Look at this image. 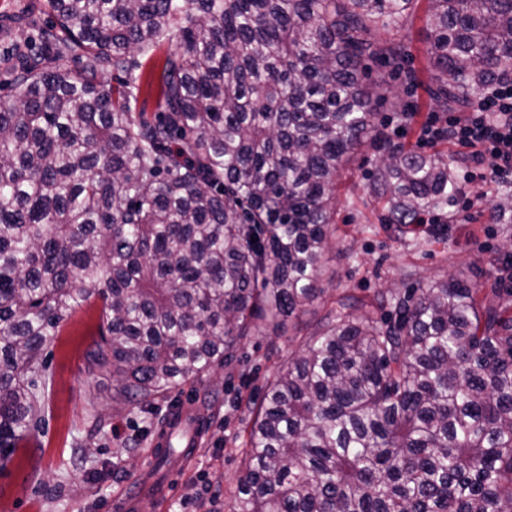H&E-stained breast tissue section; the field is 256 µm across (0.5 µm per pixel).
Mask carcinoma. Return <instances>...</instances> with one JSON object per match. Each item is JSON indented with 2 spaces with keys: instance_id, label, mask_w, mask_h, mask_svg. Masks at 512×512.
Returning <instances> with one entry per match:
<instances>
[{
  "instance_id": "cac0c4a2",
  "label": "carcinoma",
  "mask_w": 512,
  "mask_h": 512,
  "mask_svg": "<svg viewBox=\"0 0 512 512\" xmlns=\"http://www.w3.org/2000/svg\"><path fill=\"white\" fill-rule=\"evenodd\" d=\"M414 2L47 0L0 84L1 461L35 428L45 337L82 304L105 325L88 367L148 405L321 299L336 178L370 133L389 223L454 203L452 160L376 132L364 81L401 58L381 34ZM428 2L440 106L512 80V0ZM164 41L150 120L135 56ZM493 212L512 218L511 192ZM245 470L234 512H512V288L332 301L268 383Z\"/></svg>"
}]
</instances>
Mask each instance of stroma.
<instances>
[{"mask_svg": "<svg viewBox=\"0 0 512 512\" xmlns=\"http://www.w3.org/2000/svg\"><path fill=\"white\" fill-rule=\"evenodd\" d=\"M427 0H416L397 34L405 45L398 66L369 64V81L384 85L378 121L397 119L396 100L413 105L399 143L413 148L422 122L435 112L432 92L438 82L425 44ZM27 12L38 25L48 19L46 0H0V51L16 38H36V28L17 29L12 18ZM173 48L162 43L143 63V81L130 102L133 112L153 117L160 110L159 78ZM379 153L363 144L336 181V233L325 256L327 299H373L383 288L407 290L457 275L481 287L512 283V223L490 219L497 185L462 184L460 200L441 212L440 226L389 224L384 201L373 189ZM477 199L472 221H465L463 199ZM315 301L283 333L244 338L233 357L211 378L185 386L155 401L151 409L116 400L111 377L89 373L85 360L100 334L102 304L91 300L75 309L47 336L44 352L52 383L41 405L38 429L18 442L0 469V512H105V504L134 483L155 474L153 442L177 404L188 405L208 428L194 448L192 462L179 467L172 493L142 498L139 512H232L244 475V441L267 381L289 351L311 335L323 313Z\"/></svg>", "mask_w": 512, "mask_h": 512, "instance_id": "1", "label": "stroma"}]
</instances>
